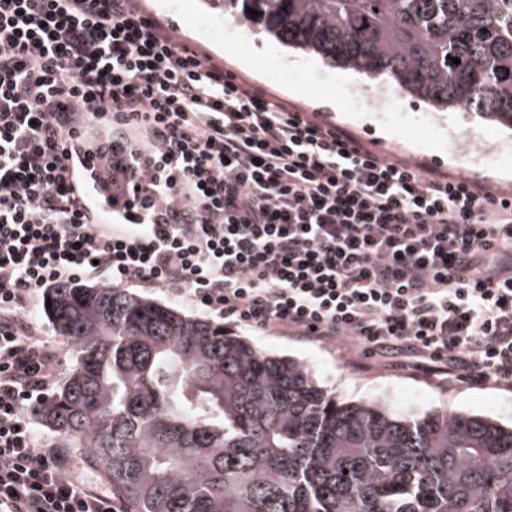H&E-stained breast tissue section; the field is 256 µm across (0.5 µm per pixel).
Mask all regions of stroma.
<instances>
[{
	"mask_svg": "<svg viewBox=\"0 0 512 512\" xmlns=\"http://www.w3.org/2000/svg\"><path fill=\"white\" fill-rule=\"evenodd\" d=\"M143 6L174 26L188 42L223 61L231 74L265 86L289 103L327 114L378 149L512 190V131L466 114L433 111L405 93L396 94L382 109L355 105L349 70L288 48L242 17L223 15L205 0H143ZM242 56L250 57L249 67L240 66L238 59ZM464 137L472 144L465 155L455 148L456 141ZM43 307L44 299L39 296L27 303L23 313L43 328L54 348L55 378L60 381L71 367L74 343L56 335ZM240 334L263 349L303 361L322 386L347 401L378 399L406 414L445 409L512 422V388L449 382L441 376L399 368L355 354L339 344L292 332L244 328Z\"/></svg>",
	"mask_w": 512,
	"mask_h": 512,
	"instance_id": "obj_1",
	"label": "stroma"
}]
</instances>
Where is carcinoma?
<instances>
[{"label":"carcinoma","mask_w":512,"mask_h":512,"mask_svg":"<svg viewBox=\"0 0 512 512\" xmlns=\"http://www.w3.org/2000/svg\"><path fill=\"white\" fill-rule=\"evenodd\" d=\"M210 2L512 131V0ZM46 298L76 347L41 420L133 512H512V424L340 400L301 361L126 288L68 283Z\"/></svg>","instance_id":"obj_1"}]
</instances>
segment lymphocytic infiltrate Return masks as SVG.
<instances>
[{
    "label": "lymphocytic infiltrate",
    "mask_w": 512,
    "mask_h": 512,
    "mask_svg": "<svg viewBox=\"0 0 512 512\" xmlns=\"http://www.w3.org/2000/svg\"><path fill=\"white\" fill-rule=\"evenodd\" d=\"M90 278L512 386V191L371 149L138 0H0V500L26 512H122L33 428L55 354L20 309Z\"/></svg>",
    "instance_id": "lymphocytic-infiltrate-1"
}]
</instances>
